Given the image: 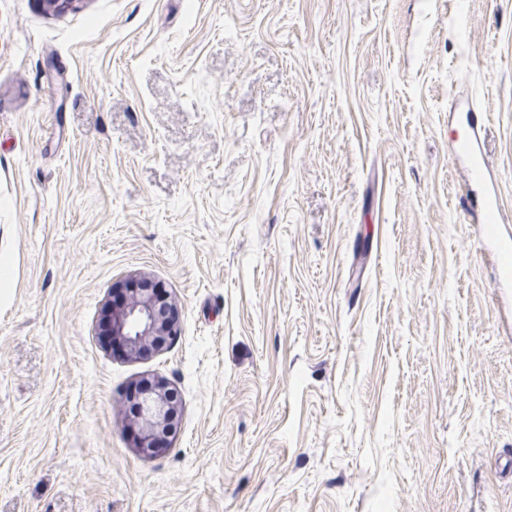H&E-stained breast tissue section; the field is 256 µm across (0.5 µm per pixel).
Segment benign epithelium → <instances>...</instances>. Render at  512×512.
<instances>
[{
  "label": "benign epithelium",
  "mask_w": 512,
  "mask_h": 512,
  "mask_svg": "<svg viewBox=\"0 0 512 512\" xmlns=\"http://www.w3.org/2000/svg\"><path fill=\"white\" fill-rule=\"evenodd\" d=\"M128 290L121 305L112 308L111 336L124 345L130 357H144L161 350L177 336L178 313L169 300L154 296L144 287ZM135 403L137 448L144 455L153 454L163 442L172 440L179 428L180 404L176 392L160 379H146L132 396Z\"/></svg>",
  "instance_id": "1"
}]
</instances>
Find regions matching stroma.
<instances>
[{
    "instance_id": "35a3bbf8",
    "label": "stroma",
    "mask_w": 512,
    "mask_h": 512,
    "mask_svg": "<svg viewBox=\"0 0 512 512\" xmlns=\"http://www.w3.org/2000/svg\"><path fill=\"white\" fill-rule=\"evenodd\" d=\"M468 113L512 232V0H0V512H512ZM143 276L180 333L135 359ZM135 403L137 448L144 455L169 443L179 428L180 404L176 392L160 379H145L140 391L132 396Z\"/></svg>"
}]
</instances>
